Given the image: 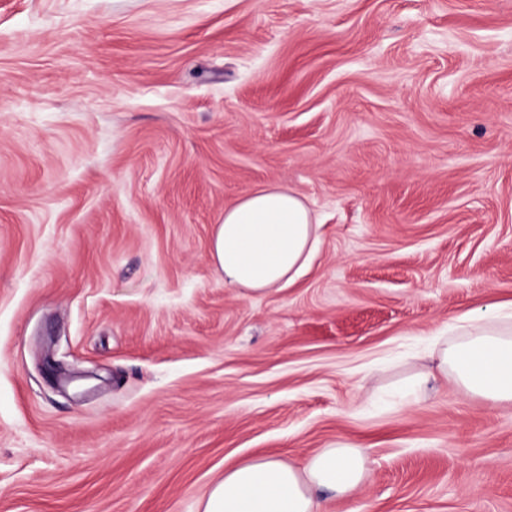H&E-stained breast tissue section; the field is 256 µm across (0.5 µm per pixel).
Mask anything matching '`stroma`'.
Here are the masks:
<instances>
[{
    "label": "stroma",
    "instance_id": "stroma-1",
    "mask_svg": "<svg viewBox=\"0 0 512 512\" xmlns=\"http://www.w3.org/2000/svg\"><path fill=\"white\" fill-rule=\"evenodd\" d=\"M268 183L319 253L243 297L210 241ZM511 302L512 0H0V512H201L339 442L323 512H512V404L409 386Z\"/></svg>",
    "mask_w": 512,
    "mask_h": 512
}]
</instances>
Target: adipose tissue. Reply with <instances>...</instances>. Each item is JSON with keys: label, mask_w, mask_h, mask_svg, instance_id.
Listing matches in <instances>:
<instances>
[{"label": "adipose tissue", "mask_w": 512, "mask_h": 512, "mask_svg": "<svg viewBox=\"0 0 512 512\" xmlns=\"http://www.w3.org/2000/svg\"><path fill=\"white\" fill-rule=\"evenodd\" d=\"M320 225L293 190L267 184L225 207L210 244L224 285L247 295L294 284L312 266ZM433 374L452 377L467 394L512 402V315L492 306L454 341L440 340ZM366 457L357 445L321 449L298 468L274 457H252L225 468L203 499V512H321V496L345 495L362 481Z\"/></svg>", "instance_id": "adipose-tissue-1"}]
</instances>
